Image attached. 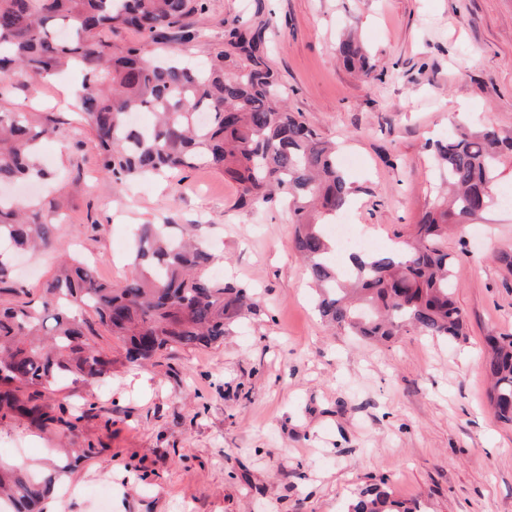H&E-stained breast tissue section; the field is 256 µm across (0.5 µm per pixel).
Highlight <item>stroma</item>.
<instances>
[{"label":"stroma","mask_w":512,"mask_h":512,"mask_svg":"<svg viewBox=\"0 0 512 512\" xmlns=\"http://www.w3.org/2000/svg\"><path fill=\"white\" fill-rule=\"evenodd\" d=\"M228 20L261 36L289 111L352 157L360 193L345 221L373 251L428 208L441 183L431 142L458 123L512 132V0H210L189 55L222 46ZM349 31L373 78L339 58ZM76 82L0 81V108L60 122L40 150L58 179L35 189L43 212L65 206L54 247L17 256V301L38 300L71 253L121 283L138 225L193 224L216 256L211 276L253 289L257 306L222 343L145 366L116 337H96L111 374L89 392L59 384L50 399L96 406L73 441L96 453L66 476L61 512H346L381 485L423 512H512V425L495 419L483 368L486 337L512 334V272L488 258L512 249V209L493 205L448 232L466 340L367 342L318 317L286 204L239 207L237 185L205 164L114 189L75 115ZM69 442L0 425V448L34 462Z\"/></svg>","instance_id":"1"}]
</instances>
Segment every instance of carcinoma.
<instances>
[{
	"mask_svg": "<svg viewBox=\"0 0 512 512\" xmlns=\"http://www.w3.org/2000/svg\"><path fill=\"white\" fill-rule=\"evenodd\" d=\"M207 0H0V78L19 70L35 78L71 67L80 76L77 109L100 148L99 166L118 187L205 160L238 185V205L255 207L281 194L289 202L294 246L307 263L322 319L367 340L388 341L415 331L457 341L465 316L451 282L456 258L448 252L450 224L478 219L495 203L489 187L512 136L457 127L433 150L449 195H437L410 240L383 253L349 251L343 276L336 244L323 226L350 211L358 188L337 161L336 146L320 139L285 105V89L258 33L232 24L224 46L193 65L183 48L201 41ZM131 29L164 51L101 37ZM343 61L372 72L362 44L338 45ZM150 112L147 128L130 124ZM58 122H34L0 109V184L39 181L40 140L57 134ZM56 214L0 197V245L18 249L54 246ZM194 225L179 237L143 225L130 275L119 285L97 277L92 266L62 262L37 304L0 305V422L26 419L40 431L71 434L83 415L70 403L45 402L56 381L84 388L112 371V359L90 343L104 330L121 339L126 359L147 363L168 348H196L224 340V323L252 307L249 288L208 276L212 255L193 241ZM17 293L9 262L0 254V296ZM485 371L490 404L512 425V335L488 338ZM70 458L46 470L0 460V512H38ZM347 512H420L386 490L361 493Z\"/></svg>",
	"mask_w": 512,
	"mask_h": 512,
	"instance_id": "1",
	"label": "carcinoma"
}]
</instances>
